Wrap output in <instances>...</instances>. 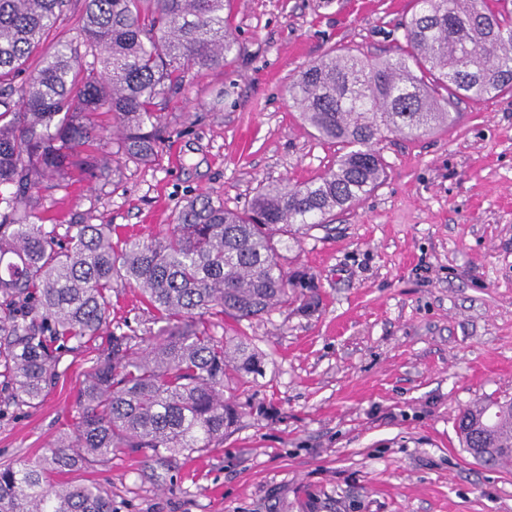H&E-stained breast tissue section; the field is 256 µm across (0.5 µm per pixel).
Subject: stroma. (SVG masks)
Segmentation results:
<instances>
[{
	"label": "stroma",
	"mask_w": 512,
	"mask_h": 512,
	"mask_svg": "<svg viewBox=\"0 0 512 512\" xmlns=\"http://www.w3.org/2000/svg\"><path fill=\"white\" fill-rule=\"evenodd\" d=\"M236 50L158 101L155 162L119 189L69 181L47 224H109L150 238L186 198L248 204L260 184L308 181L336 154L288 102L301 67L332 50L385 57L415 0H232ZM230 95L217 100L219 89ZM431 134L378 144L386 175L333 224L280 245L319 285L318 310L247 327L262 371L236 386L222 444L160 461L124 450L64 474L96 483L112 512H512V463L459 444L472 402L512 398V94L473 103ZM109 340L66 355L33 408L0 415V465L33 461L72 432L75 399Z\"/></svg>",
	"instance_id": "stroma-1"
}]
</instances>
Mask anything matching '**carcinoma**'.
<instances>
[{"mask_svg": "<svg viewBox=\"0 0 512 512\" xmlns=\"http://www.w3.org/2000/svg\"><path fill=\"white\" fill-rule=\"evenodd\" d=\"M230 2L82 0L73 41L57 37L72 0H0V412L40 402L63 355L110 325L115 289H138L145 316L140 331L111 332L72 434L33 462L0 467V512H112L102 487L53 476L103 466L121 449L189 456L224 440L240 418L224 379L259 373L261 357L244 334L215 335L214 322L314 304L304 294L314 278L283 266L275 237L374 191L386 135L420 137L453 121L462 98L512 93V0H416L396 55L332 52L289 83L291 107L338 147L335 167L264 184L240 210L199 195L147 239L114 238L110 224L38 223L53 182L77 175L115 191L122 166L155 159L165 133L156 99L190 69L224 68L236 48ZM102 112L112 113L115 150L81 158L104 139ZM457 429L464 448H512V399L474 403Z\"/></svg>", "mask_w": 512, "mask_h": 512, "instance_id": "1", "label": "carcinoma"}]
</instances>
